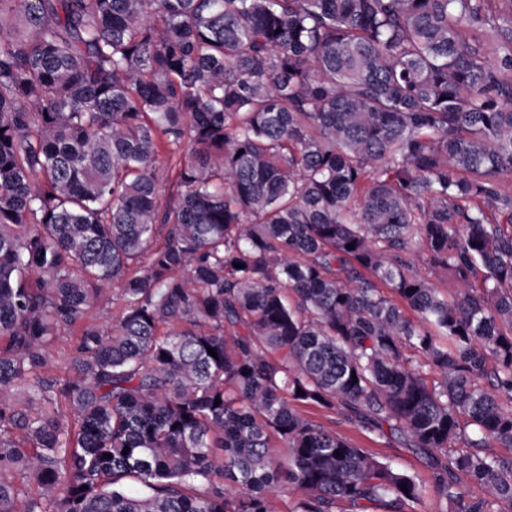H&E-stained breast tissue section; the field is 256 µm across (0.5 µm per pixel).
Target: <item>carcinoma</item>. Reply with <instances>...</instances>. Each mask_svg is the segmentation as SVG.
Instances as JSON below:
<instances>
[{
    "label": "carcinoma",
    "instance_id": "cac0c4a2",
    "mask_svg": "<svg viewBox=\"0 0 512 512\" xmlns=\"http://www.w3.org/2000/svg\"><path fill=\"white\" fill-rule=\"evenodd\" d=\"M491 2L0 0V512L512 505ZM114 288V290H113ZM118 290L112 287V290L102 298L98 306L88 314L87 320L99 325H107L116 320L120 314V300L117 297ZM304 414L315 422L332 427L358 448H364L384 456L395 469L415 476L423 488V494L417 504L410 503L405 507L404 512H440L444 508L431 486L429 471L424 462L410 450L393 439L388 443L373 439L371 435H365L356 426L344 422L337 411L336 415H332L321 409H306ZM329 418L336 419L335 426L329 422Z\"/></svg>",
    "mask_w": 512,
    "mask_h": 512
}]
</instances>
